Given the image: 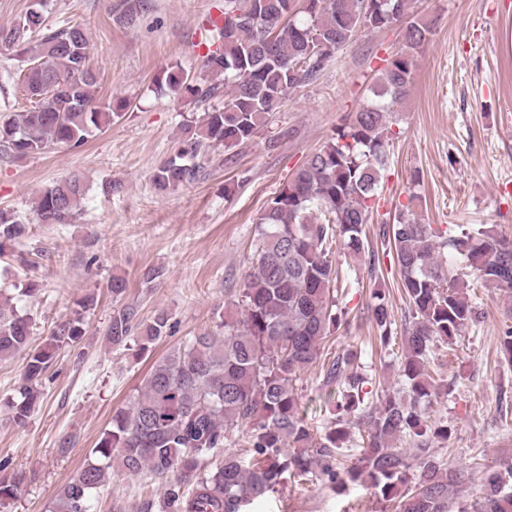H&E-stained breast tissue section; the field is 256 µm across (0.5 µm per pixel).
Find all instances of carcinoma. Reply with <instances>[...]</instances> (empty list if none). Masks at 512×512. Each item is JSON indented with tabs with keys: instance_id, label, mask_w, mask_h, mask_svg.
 Here are the masks:
<instances>
[{
	"instance_id": "cac0c4a2",
	"label": "carcinoma",
	"mask_w": 512,
	"mask_h": 512,
	"mask_svg": "<svg viewBox=\"0 0 512 512\" xmlns=\"http://www.w3.org/2000/svg\"><path fill=\"white\" fill-rule=\"evenodd\" d=\"M44 0H34L18 27L0 33L15 44L28 33L36 45L22 49L23 88L31 107L0 118V158L41 154L53 144L85 145L94 131L121 118L128 103L96 101L97 76L87 63L84 30L45 24ZM412 0H224L223 22L204 40L207 73L224 76V102L190 121L176 154L153 174L169 193L196 182L202 157L211 149L230 151L254 137L288 91L315 79L334 54L361 29L402 25L404 49L381 69L373 99L351 113L332 141L275 193L257 220L251 266L220 329L192 337L156 361L128 405L112 415L91 450V458L64 486L51 512H92L93 492L118 477L148 473L161 480L165 507L172 512H248L255 501L278 492L287 480L303 484L325 476L340 490L360 486L394 503V512H448V501L472 482L477 465L438 460L436 439L451 430L431 419L432 398L448 395V384L433 369V347L451 345L476 324L456 273L469 269L482 286L512 294V239L489 227L440 229L402 213L382 226L401 274L408 308L397 331L389 294L372 290L370 310L384 348L401 341L402 390L375 404L362 397L368 379L355 370L361 353L348 349L326 369L325 403L336 418L320 428L299 399L295 383L313 364L323 343L342 326L339 270L331 259L339 241L353 255L367 247L364 226L373 210L384 170L391 105L413 84L414 51L432 33L429 23L409 17ZM155 89L181 90L197 102L219 87L178 66L159 76ZM86 187L76 176L47 188L39 197L40 224H69L81 211ZM28 225L0 210V250L28 234ZM448 249V261L438 259ZM160 311L138 320L131 306L114 310L108 335L115 344L131 338L142 353L167 332ZM32 320L16 308L0 307V358L27 352L24 375L10 402L11 419L23 426L39 398L57 349L77 345L85 335L83 316L59 327L39 348H29ZM502 360L512 363V326L498 336ZM362 439L357 461L344 462L354 435ZM243 442L247 455L226 449ZM224 449V459L204 461ZM25 474L0 482V507L17 497ZM457 512H512V458L483 478L478 506L461 503Z\"/></svg>"
}]
</instances>
